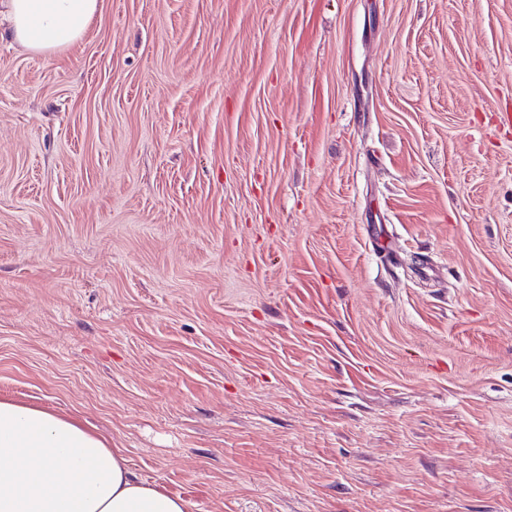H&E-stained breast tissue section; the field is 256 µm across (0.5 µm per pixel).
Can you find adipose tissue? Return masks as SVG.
I'll list each match as a JSON object with an SVG mask.
<instances>
[{
  "instance_id": "1",
  "label": "adipose tissue",
  "mask_w": 512,
  "mask_h": 512,
  "mask_svg": "<svg viewBox=\"0 0 512 512\" xmlns=\"http://www.w3.org/2000/svg\"><path fill=\"white\" fill-rule=\"evenodd\" d=\"M99 0H0L14 43L51 55L80 40ZM0 512H188L139 480L122 449L47 407L0 401Z\"/></svg>"
}]
</instances>
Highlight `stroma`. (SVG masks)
I'll return each mask as SVG.
<instances>
[{"mask_svg":"<svg viewBox=\"0 0 512 512\" xmlns=\"http://www.w3.org/2000/svg\"><path fill=\"white\" fill-rule=\"evenodd\" d=\"M0 37V400L189 512H512V0H100ZM99 0H1L0 27L26 51L52 55L80 40Z\"/></svg>","mask_w":512,"mask_h":512,"instance_id":"35a3bbf8","label":"stroma"}]
</instances>
